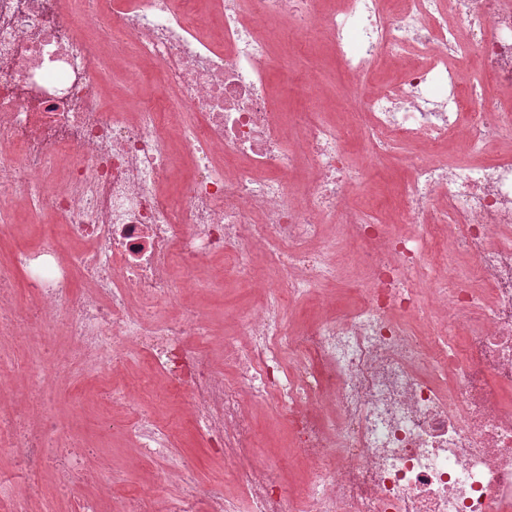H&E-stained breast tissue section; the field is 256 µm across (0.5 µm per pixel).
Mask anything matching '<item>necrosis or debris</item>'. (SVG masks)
<instances>
[{
	"instance_id": "1",
	"label": "necrosis or debris",
	"mask_w": 512,
	"mask_h": 512,
	"mask_svg": "<svg viewBox=\"0 0 512 512\" xmlns=\"http://www.w3.org/2000/svg\"><path fill=\"white\" fill-rule=\"evenodd\" d=\"M206 8L219 35L194 0H0V200L53 214L60 229L14 256L27 307L0 271V335L40 337L42 350L30 366L0 359V390L23 374L45 401L90 373L101 403L125 404L109 378L145 349L197 433L235 465L247 512H512V400L489 384L512 386V150L482 164L414 158L402 234L351 204L364 175L340 127L317 105L290 124L269 91L283 26L358 79L422 52L426 64L367 100L368 151L460 135L478 158L493 136L512 139V107L484 106L481 84L488 74L512 90V0ZM118 58L158 68L153 101L132 90L127 111L105 109L98 79ZM341 248L360 259L358 304L290 327L288 309L341 277ZM257 251L277 281L224 341L238 366L229 378L209 361L202 314L179 302L219 254L223 276L254 282ZM79 277L91 284L81 294ZM57 329L79 344L70 357L52 352ZM248 397L281 411L308 466L301 489L253 457ZM39 416L0 415V452L32 478L54 469L63 489L94 485L83 512H99L113 480L84 469L79 445ZM127 432L183 489L174 502L134 494L127 512H198L188 471L166 463L168 430L145 413Z\"/></svg>"
}]
</instances>
